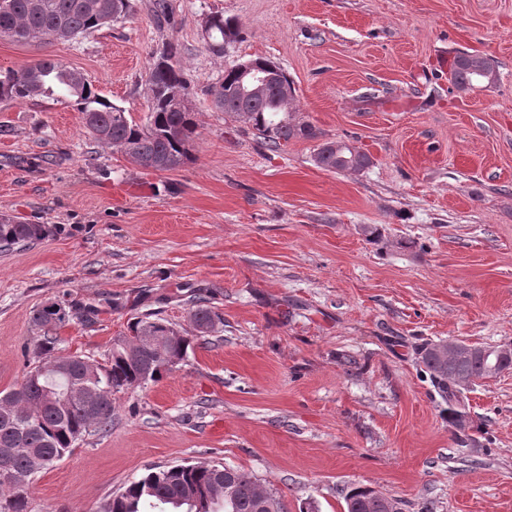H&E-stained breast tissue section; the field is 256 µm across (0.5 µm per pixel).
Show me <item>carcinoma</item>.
<instances>
[{
	"instance_id": "1",
	"label": "carcinoma",
	"mask_w": 512,
	"mask_h": 512,
	"mask_svg": "<svg viewBox=\"0 0 512 512\" xmlns=\"http://www.w3.org/2000/svg\"><path fill=\"white\" fill-rule=\"evenodd\" d=\"M134 0H0V37L16 42H41L63 31L76 40L102 27L131 16ZM207 49L224 54V44L237 33V24L222 13L212 15ZM264 76L262 87L241 79L238 65L224 70L205 93L217 110L234 115L248 124L254 135L271 150H280L296 139H316L313 126L298 119L291 101L280 94L284 84L292 85L278 64L250 60ZM448 81L458 91L497 82L490 59L459 51L449 67ZM178 87L185 96L192 93L178 44L168 42L149 68L151 102L146 123H135L125 108L99 95L82 73L59 60L43 58L14 70H0V101L24 102L46 98L73 104L81 112L87 132L98 142L117 148L132 162L154 171H176L193 160L192 145L197 136L196 113L169 97ZM316 166L332 172H361L372 164L370 156L344 140H325L313 154ZM63 231L56 224H24L0 214V247L30 246ZM190 323L193 334L176 342L164 337L175 332L168 321L146 313L128 323L129 335L138 343L126 349L121 337L103 361L88 356L59 355L57 327L69 319L66 312L37 307L31 316L39 330L35 344L36 366L24 371L13 388L0 391V454L8 451L13 467L27 474L21 491L0 481V512H29V490L38 475L70 456L85 436L108 431L112 426V391L144 386L172 371L167 358L184 361L194 342L210 335L219 322L206 296H193ZM433 343L418 345L416 356L426 373L434 395L446 405L448 420L457 425L460 396L455 390L459 378L485 379L493 372L512 370V359L499 355L498 348L484 347L479 355L448 363L433 350ZM205 497L207 512H259V503L270 502V512H288L282 495L267 489L245 470L224 465L184 463L149 471L126 483L102 506V512H192V497ZM398 507L371 487L354 486L345 494L344 512H385L383 502Z\"/></svg>"
}]
</instances>
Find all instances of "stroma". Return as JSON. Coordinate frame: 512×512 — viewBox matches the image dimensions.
I'll list each match as a JSON object with an SVG mask.
<instances>
[{"instance_id": "stroma-1", "label": "stroma", "mask_w": 512, "mask_h": 512, "mask_svg": "<svg viewBox=\"0 0 512 512\" xmlns=\"http://www.w3.org/2000/svg\"><path fill=\"white\" fill-rule=\"evenodd\" d=\"M149 2L78 40L0 38V68L58 59L139 124L152 56L176 42L198 119L193 161L161 173L71 105L0 102V213L63 227L0 250V391L50 301L98 308L58 330L59 353L97 360L141 314L189 328L199 290L223 321L158 382L113 393L111 430L40 474L33 512H99L185 462L251 472L288 512H344L353 484L403 512H512V370L466 390L463 444L415 363L429 340L512 344V0H169L172 27ZM216 11L238 24L221 56L203 37ZM458 50L497 82L449 90ZM257 57L288 73L300 119L372 166L321 169L316 141L271 151L213 110L204 87Z\"/></svg>"}]
</instances>
